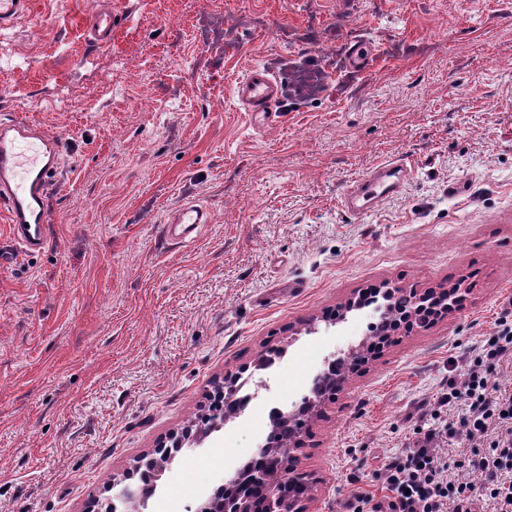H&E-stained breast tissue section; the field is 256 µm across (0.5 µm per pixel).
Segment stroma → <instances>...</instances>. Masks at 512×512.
Masks as SVG:
<instances>
[{"mask_svg":"<svg viewBox=\"0 0 512 512\" xmlns=\"http://www.w3.org/2000/svg\"><path fill=\"white\" fill-rule=\"evenodd\" d=\"M254 65L280 87L268 114L235 100ZM0 117L60 144L46 248L0 223V512H98L182 431L152 501L184 512L257 451L266 403L365 339L371 315H335L352 293L463 283L304 432L309 512H343L357 460L380 486L449 357L512 304V0H31L0 28ZM390 160L409 183L349 213V185ZM185 204L209 224L166 236ZM231 375L267 391L201 435Z\"/></svg>","mask_w":512,"mask_h":512,"instance_id":"obj_1","label":"stroma"}]
</instances>
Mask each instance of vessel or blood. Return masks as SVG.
<instances>
[{"instance_id": "obj_1", "label": "vessel or blood", "mask_w": 512, "mask_h": 512, "mask_svg": "<svg viewBox=\"0 0 512 512\" xmlns=\"http://www.w3.org/2000/svg\"><path fill=\"white\" fill-rule=\"evenodd\" d=\"M235 95L246 111L267 112L278 96V87L269 73L256 65L237 80ZM58 161L56 138L30 124H0V209L7 213L14 239L25 249L40 250L47 244L45 199ZM408 179L403 162H385L376 177L363 180L349 192L345 206L355 210L359 197L369 205L385 200L400 193Z\"/></svg>"}]
</instances>
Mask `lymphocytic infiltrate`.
<instances>
[{
	"instance_id": "obj_1",
	"label": "lymphocytic infiltrate",
	"mask_w": 512,
	"mask_h": 512,
	"mask_svg": "<svg viewBox=\"0 0 512 512\" xmlns=\"http://www.w3.org/2000/svg\"><path fill=\"white\" fill-rule=\"evenodd\" d=\"M512 359V313L466 358L465 374L449 373L414 430L413 441L381 463L383 493L353 487L347 512H512V390L499 368ZM463 448L461 457L450 456ZM459 471L476 481L456 479Z\"/></svg>"
}]
</instances>
